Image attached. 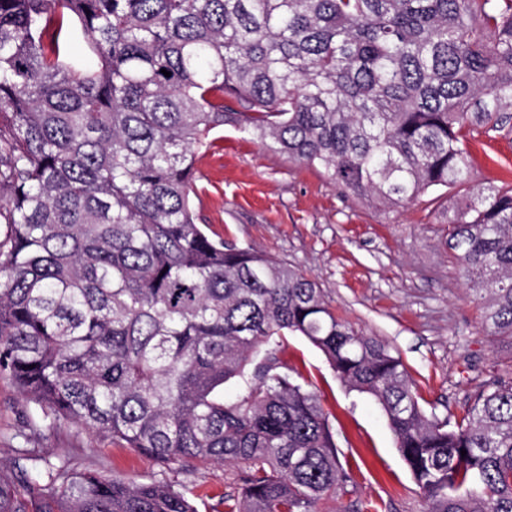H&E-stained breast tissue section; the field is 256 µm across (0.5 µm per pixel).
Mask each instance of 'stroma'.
<instances>
[{"label":"stroma","mask_w":512,"mask_h":512,"mask_svg":"<svg viewBox=\"0 0 512 512\" xmlns=\"http://www.w3.org/2000/svg\"><path fill=\"white\" fill-rule=\"evenodd\" d=\"M470 185L512 183V135L478 129L469 138ZM201 223L208 232L288 263L321 288L329 307L363 333L383 339L407 366L426 405L461 415L496 368L512 364V346L493 342L481 310L445 245L443 192L382 209L346 195L313 167L269 151L245 132H214L195 166ZM291 373L316 389L351 480L321 512L375 503L381 512H424L426 504L374 399L348 389L320 350L286 337L280 353ZM16 386L0 378V470L18 448L66 449L73 468L127 482L162 476L150 457L96 440L75 426L32 423ZM236 467L208 465L168 473L192 488L199 512H224L221 498Z\"/></svg>","instance_id":"1"}]
</instances>
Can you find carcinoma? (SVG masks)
I'll list each match as a JSON object with an SVG mask.
<instances>
[{"label": "carcinoma", "instance_id": "obj_1", "mask_svg": "<svg viewBox=\"0 0 512 512\" xmlns=\"http://www.w3.org/2000/svg\"><path fill=\"white\" fill-rule=\"evenodd\" d=\"M80 37L96 66L70 55ZM226 125L378 207L464 186L463 130L512 128V0H0V376L48 425L164 473L242 466L224 512H318L350 475L278 356L301 335L380 406L425 512H512V367L451 425L302 271L208 235L194 166ZM444 223L483 328L512 346V185ZM198 498L76 471L63 450L17 448L0 471V512Z\"/></svg>", "mask_w": 512, "mask_h": 512}]
</instances>
